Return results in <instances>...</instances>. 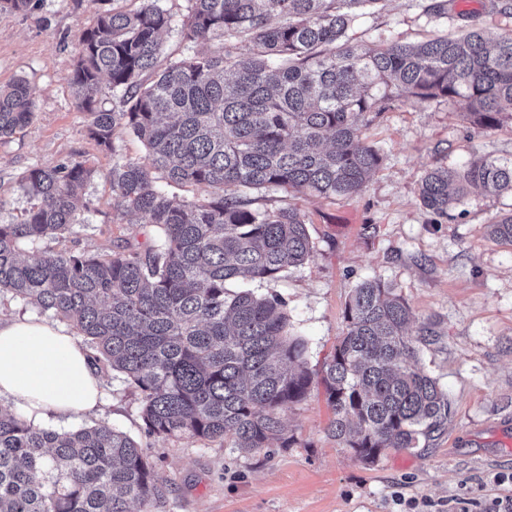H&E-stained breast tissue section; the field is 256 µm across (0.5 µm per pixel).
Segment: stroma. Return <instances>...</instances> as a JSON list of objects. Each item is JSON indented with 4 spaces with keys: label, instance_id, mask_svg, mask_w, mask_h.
<instances>
[{
    "label": "stroma",
    "instance_id": "stroma-1",
    "mask_svg": "<svg viewBox=\"0 0 512 512\" xmlns=\"http://www.w3.org/2000/svg\"><path fill=\"white\" fill-rule=\"evenodd\" d=\"M430 2L381 0L376 9H355L347 34L375 46L462 29L490 37L512 31V15L485 0H448L441 16L425 13ZM95 18L94 0H33L24 13L0 10V86L22 78L36 89L31 123L0 139V224L18 223L29 209L21 183L29 168L82 161L94 170L78 224L40 240L44 251L141 250L156 235L123 210L109 177L115 161L146 163L145 146L125 130L115 132L114 150L98 146L67 81L80 36ZM367 136L385 161L361 194L258 198L260 208L289 204L305 213L314 252L303 266L251 288L285 300L289 331L306 340L308 367L317 374L345 328L352 289L368 278L393 284L413 310V327L434 332L418 360L448 394L452 415L442 430L416 449L365 464L329 434L332 412L317 381L284 415L291 446L270 455L220 441L148 437L138 396L115 371L103 374L104 401L92 413L48 420L47 428L104 423L148 446L167 486L160 512H488L512 499V245L487 228L491 217L512 211V195L471 190L448 218L428 212L418 195L432 166H459L475 154L512 159V127L477 133L459 104L405 101Z\"/></svg>",
    "mask_w": 512,
    "mask_h": 512
}]
</instances>
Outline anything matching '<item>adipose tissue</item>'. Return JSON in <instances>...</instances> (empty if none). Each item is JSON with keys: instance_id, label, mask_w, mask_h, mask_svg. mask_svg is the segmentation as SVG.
<instances>
[{"instance_id": "obj_1", "label": "adipose tissue", "mask_w": 512, "mask_h": 512, "mask_svg": "<svg viewBox=\"0 0 512 512\" xmlns=\"http://www.w3.org/2000/svg\"><path fill=\"white\" fill-rule=\"evenodd\" d=\"M41 426L96 409L101 381L69 330L27 318L0 320V398Z\"/></svg>"}]
</instances>
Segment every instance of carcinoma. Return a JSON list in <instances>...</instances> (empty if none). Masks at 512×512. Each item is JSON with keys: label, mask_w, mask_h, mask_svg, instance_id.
<instances>
[{"label": "carcinoma", "mask_w": 512, "mask_h": 512, "mask_svg": "<svg viewBox=\"0 0 512 512\" xmlns=\"http://www.w3.org/2000/svg\"><path fill=\"white\" fill-rule=\"evenodd\" d=\"M94 2L68 83L99 146L114 148L123 128L148 148L145 165H112V191L157 238L140 251L38 250L78 223L93 170L32 167L21 179L34 200L25 220L0 224V297L71 325L97 368L123 374L138 394L147 435L287 448L283 414L314 379L306 344L288 333L284 299L238 283L280 278L308 261L313 243L299 209H255L248 192L360 194L385 159L365 131L399 101H462L478 131L512 122V33L363 48L345 39L352 7L378 0H189L182 41L221 49L164 62L159 35L173 16L158 0L130 12ZM104 79L126 109L98 107ZM34 97L25 79L0 88V138L30 123ZM157 175L206 195L178 200ZM472 186L512 194V160L433 166L419 198L446 217ZM488 232L512 244V212ZM410 318L395 286L361 282L323 366L328 431L366 463L417 448L452 414L448 394L417 366V344L432 331L411 333ZM165 501L149 449L129 434L107 424L59 433L0 408V512H156Z\"/></svg>", "instance_id": "1"}]
</instances>
